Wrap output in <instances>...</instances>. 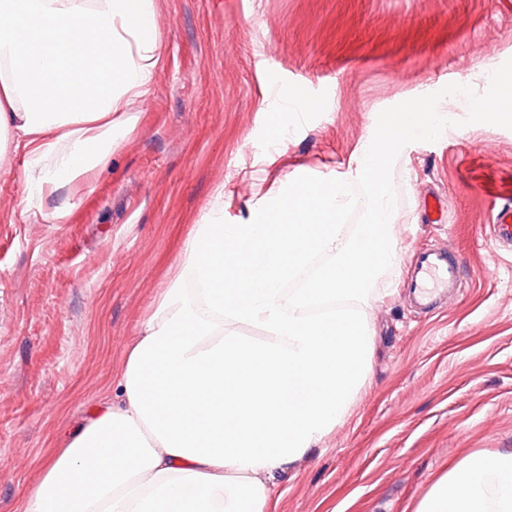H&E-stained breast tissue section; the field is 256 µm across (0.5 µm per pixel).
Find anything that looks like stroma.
Segmentation results:
<instances>
[{"mask_svg": "<svg viewBox=\"0 0 512 512\" xmlns=\"http://www.w3.org/2000/svg\"><path fill=\"white\" fill-rule=\"evenodd\" d=\"M156 25L164 64L136 130L63 223L67 190L30 199L23 152L0 162V512L106 395L219 187L236 191L225 223H248L281 178H349L375 126L419 99L445 123L411 130L392 164L397 248L450 249L466 282L426 315L402 264L346 303L374 333L370 373L277 478L275 512H412L445 468L511 451L512 250L484 226L512 204V115L476 106L512 83V0H158ZM276 121L284 174L265 161Z\"/></svg>", "mask_w": 512, "mask_h": 512, "instance_id": "obj_1", "label": "stroma"}]
</instances>
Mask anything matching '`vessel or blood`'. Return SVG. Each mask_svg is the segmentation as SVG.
<instances>
[{
    "mask_svg": "<svg viewBox=\"0 0 512 512\" xmlns=\"http://www.w3.org/2000/svg\"><path fill=\"white\" fill-rule=\"evenodd\" d=\"M491 239L512 245V207L497 209L489 226ZM464 259L445 249L419 252L407 273V301L416 309L435 311L448 295L462 286Z\"/></svg>",
    "mask_w": 512,
    "mask_h": 512,
    "instance_id": "obj_1",
    "label": "vessel or blood"
}]
</instances>
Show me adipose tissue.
<instances>
[{"label": "adipose tissue", "instance_id": "obj_1", "mask_svg": "<svg viewBox=\"0 0 512 512\" xmlns=\"http://www.w3.org/2000/svg\"><path fill=\"white\" fill-rule=\"evenodd\" d=\"M158 0H0V133L30 161L37 195H77L136 129L132 106L162 65ZM419 100L386 116L388 149L355 158L366 220L342 179L282 188L247 224L222 208L195 225L179 275L142 322L112 378L41 467L21 512H272L274 482L344 418L370 369L374 336L357 316L313 306L363 299L400 264L392 159L413 127L440 129ZM324 262L295 294L285 284ZM250 328L259 337L247 336ZM413 512H512V452L446 470Z\"/></svg>", "mask_w": 512, "mask_h": 512}]
</instances>
